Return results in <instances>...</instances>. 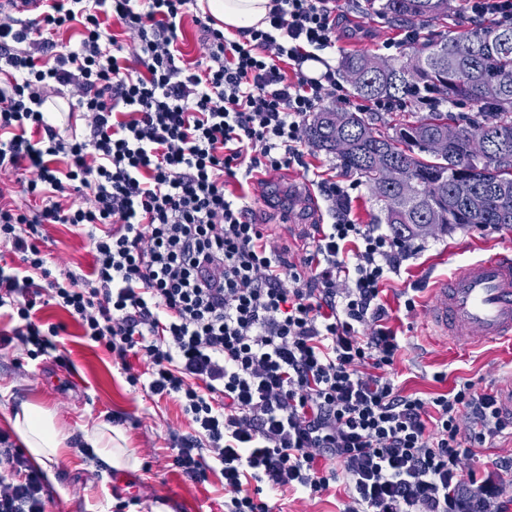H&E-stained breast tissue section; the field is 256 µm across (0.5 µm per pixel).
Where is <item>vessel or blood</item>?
<instances>
[{
	"label": "vessel or blood",
	"instance_id": "b4317fda",
	"mask_svg": "<svg viewBox=\"0 0 512 512\" xmlns=\"http://www.w3.org/2000/svg\"><path fill=\"white\" fill-rule=\"evenodd\" d=\"M430 318L438 335L460 347L512 341V251L474 259L437 281Z\"/></svg>",
	"mask_w": 512,
	"mask_h": 512
}]
</instances>
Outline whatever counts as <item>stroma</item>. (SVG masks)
Here are the masks:
<instances>
[{
    "label": "stroma",
    "instance_id": "obj_1",
    "mask_svg": "<svg viewBox=\"0 0 512 512\" xmlns=\"http://www.w3.org/2000/svg\"><path fill=\"white\" fill-rule=\"evenodd\" d=\"M365 0H338L337 56L370 53L386 60L401 58L408 46L405 25L368 14ZM394 48H384L386 40ZM340 179L343 170L332 156L306 148L304 162L250 182L252 219L277 238L285 255L298 264L306 256L314 227L330 223L326 209L315 208L308 171ZM39 244L52 273L64 268L89 270L92 256L85 237L68 226L49 224ZM420 252L404 262L399 275L383 285V301L390 324L404 348L391 369L406 392L433 396L469 380L479 388L500 391L512 369V342L460 348L434 336L428 311L432 288L457 265L512 247V227L458 228L419 237ZM417 289V308L406 312L402 293ZM44 324L59 326L56 351L29 352L20 340L0 345V430L5 418L23 402H35L54 411L67 436L62 457L44 476L52 498L47 512H222L224 480L210 475L208 482L187 481L171 465L177 450L173 438L187 433L189 421L174 398L152 399L141 387L130 385L111 354L90 343L68 313L52 304L36 313ZM445 372L443 381L434 375ZM111 424L124 434L138 457L134 471H117L101 458L83 454L86 429ZM346 499L343 486L321 497L285 491L270 495L278 512H340Z\"/></svg>",
    "mask_w": 512,
    "mask_h": 512
}]
</instances>
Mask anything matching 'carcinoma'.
Masks as SVG:
<instances>
[{
	"instance_id": "cac0c4a2",
	"label": "carcinoma",
	"mask_w": 512,
	"mask_h": 512,
	"mask_svg": "<svg viewBox=\"0 0 512 512\" xmlns=\"http://www.w3.org/2000/svg\"><path fill=\"white\" fill-rule=\"evenodd\" d=\"M376 14L416 27L414 49L397 60L344 57L340 70L357 96L388 99L413 113L383 133L364 113L323 108L307 126L309 144L365 178L385 223L419 235L461 227L512 226V26L448 28V0H368ZM438 35L427 32L431 25ZM452 104H487L483 121L452 126L431 109L418 115L419 91ZM436 140L446 142L440 151Z\"/></svg>"
}]
</instances>
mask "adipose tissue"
Wrapping results in <instances>:
<instances>
[{"label":"adipose tissue","mask_w":512,"mask_h":512,"mask_svg":"<svg viewBox=\"0 0 512 512\" xmlns=\"http://www.w3.org/2000/svg\"><path fill=\"white\" fill-rule=\"evenodd\" d=\"M270 0H207L211 14L230 33L249 28H265ZM6 423L31 459L46 467L58 462L66 446L67 436L58 426L53 411L32 402L22 403L6 418ZM88 447L118 470H137L139 461L126 448L122 433L107 425L86 430Z\"/></svg>","instance_id":"ef3b65f1"}]
</instances>
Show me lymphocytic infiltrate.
<instances>
[{
    "instance_id": "obj_1",
    "label": "lymphocytic infiltrate",
    "mask_w": 512,
    "mask_h": 512,
    "mask_svg": "<svg viewBox=\"0 0 512 512\" xmlns=\"http://www.w3.org/2000/svg\"><path fill=\"white\" fill-rule=\"evenodd\" d=\"M196 0H29L0 10V173L23 175L38 205L0 188V309L23 344L56 350L34 319L49 298L103 346L128 380L177 398L192 427L173 465L224 479V512H273L267 495L311 498L345 484L343 512H503L512 458L486 477L474 451L512 434L496 394L471 381L422 397L383 376L402 348L383 284L416 253L411 238L351 217L347 185L316 187L332 221L303 266L253 223L249 183L301 163L310 117L347 101L333 65L334 0H271L268 29L231 38ZM119 21L122 35L112 32ZM202 33L185 62V23ZM74 33L73 44L54 37ZM63 92L81 113L66 133L46 109ZM47 224L84 234L90 274L53 276ZM147 369L136 373L132 358ZM50 488L0 432V512H45Z\"/></svg>"
}]
</instances>
